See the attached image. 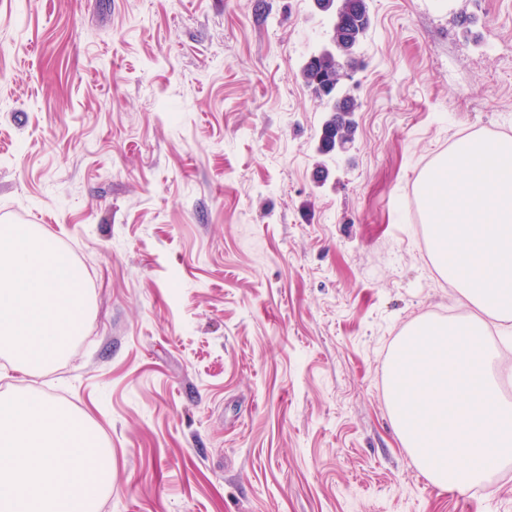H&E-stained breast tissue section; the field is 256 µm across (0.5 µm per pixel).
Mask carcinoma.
Wrapping results in <instances>:
<instances>
[{"label":"carcinoma","mask_w":512,"mask_h":512,"mask_svg":"<svg viewBox=\"0 0 512 512\" xmlns=\"http://www.w3.org/2000/svg\"><path fill=\"white\" fill-rule=\"evenodd\" d=\"M320 11L332 18L331 32L340 38L336 52L327 55H313L301 68L305 84L316 96L321 91L330 92L343 77L340 58H346V67L357 66L355 50L366 34L370 16L367 0H316ZM329 112L320 134V151L329 153L336 143L352 142L355 131L352 115L356 111L355 100L336 93V105H326Z\"/></svg>","instance_id":"obj_1"}]
</instances>
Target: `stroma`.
Segmentation results:
<instances>
[{
  "mask_svg": "<svg viewBox=\"0 0 512 512\" xmlns=\"http://www.w3.org/2000/svg\"><path fill=\"white\" fill-rule=\"evenodd\" d=\"M367 3L353 141L324 154L313 0H0V225H45L92 300L0 394L99 433V512H512V467L430 483L385 394L398 333L463 311L417 184L512 136V0Z\"/></svg>",
  "mask_w": 512,
  "mask_h": 512,
  "instance_id": "35a3bbf8",
  "label": "stroma"
}]
</instances>
